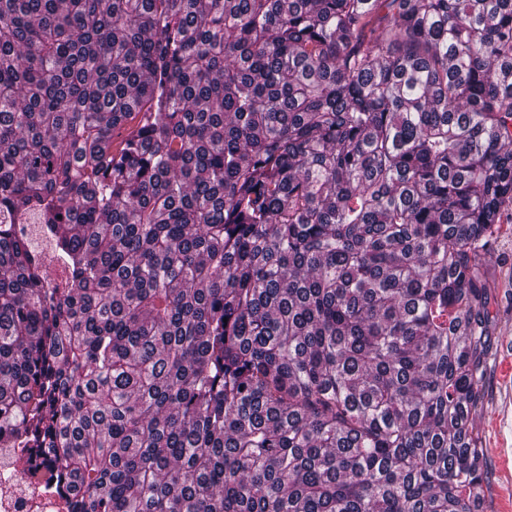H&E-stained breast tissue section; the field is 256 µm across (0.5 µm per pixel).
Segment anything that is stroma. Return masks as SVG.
Listing matches in <instances>:
<instances>
[{"instance_id":"1","label":"stroma","mask_w":512,"mask_h":512,"mask_svg":"<svg viewBox=\"0 0 512 512\" xmlns=\"http://www.w3.org/2000/svg\"><path fill=\"white\" fill-rule=\"evenodd\" d=\"M485 268L489 309L483 389L472 415L488 450L487 512H512V220L501 224Z\"/></svg>"}]
</instances>
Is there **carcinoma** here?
Wrapping results in <instances>:
<instances>
[{
    "instance_id": "1",
    "label": "carcinoma",
    "mask_w": 512,
    "mask_h": 512,
    "mask_svg": "<svg viewBox=\"0 0 512 512\" xmlns=\"http://www.w3.org/2000/svg\"><path fill=\"white\" fill-rule=\"evenodd\" d=\"M510 206L512 0H0V448L69 512H486Z\"/></svg>"
}]
</instances>
